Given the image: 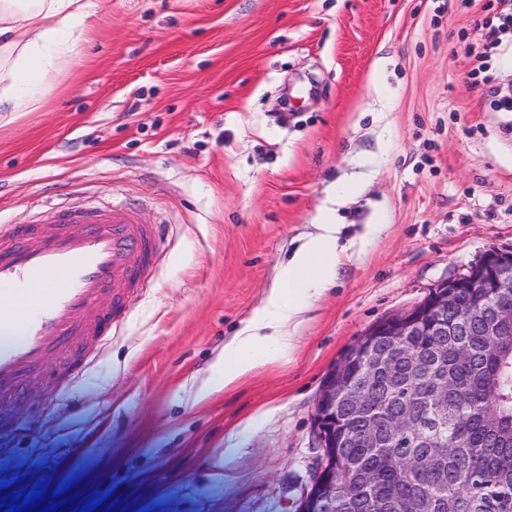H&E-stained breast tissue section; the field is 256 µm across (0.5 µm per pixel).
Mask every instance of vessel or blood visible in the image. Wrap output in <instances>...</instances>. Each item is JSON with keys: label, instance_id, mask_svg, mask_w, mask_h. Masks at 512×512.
<instances>
[{"label": "vessel or blood", "instance_id": "vessel-or-blood-1", "mask_svg": "<svg viewBox=\"0 0 512 512\" xmlns=\"http://www.w3.org/2000/svg\"><path fill=\"white\" fill-rule=\"evenodd\" d=\"M82 225L72 233L70 225ZM158 231L131 210L62 209L52 224L0 225V399L74 340H104L147 288Z\"/></svg>", "mask_w": 512, "mask_h": 512}]
</instances>
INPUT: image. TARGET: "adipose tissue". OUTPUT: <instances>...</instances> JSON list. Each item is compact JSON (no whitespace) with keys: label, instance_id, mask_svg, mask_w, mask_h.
I'll return each instance as SVG.
<instances>
[{"label":"adipose tissue","instance_id":"1","mask_svg":"<svg viewBox=\"0 0 512 512\" xmlns=\"http://www.w3.org/2000/svg\"><path fill=\"white\" fill-rule=\"evenodd\" d=\"M109 0H0V112H25L48 92L49 72L69 63ZM338 225L326 222L304 237L280 268L265 301L224 344L200 397L234 386L292 348L285 328L302 311L300 299L336 277Z\"/></svg>","mask_w":512,"mask_h":512}]
</instances>
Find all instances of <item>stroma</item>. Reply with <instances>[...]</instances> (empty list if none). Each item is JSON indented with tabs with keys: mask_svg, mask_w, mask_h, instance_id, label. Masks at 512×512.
<instances>
[{
	"mask_svg": "<svg viewBox=\"0 0 512 512\" xmlns=\"http://www.w3.org/2000/svg\"><path fill=\"white\" fill-rule=\"evenodd\" d=\"M498 0H112L40 106L0 118V222L128 204L159 228L146 293L73 378L0 401V481L118 512H295L326 375L373 324L512 246V46ZM341 227L295 348L197 400L300 238ZM255 425L235 461L227 438ZM500 44L501 39L496 38L493 41L482 45L481 51H477L474 55L478 65L472 70V76L481 77L482 81L486 82L491 80V75L488 74V58H491L492 54L498 49Z\"/></svg>",
	"mask_w": 512,
	"mask_h": 512,
	"instance_id": "obj_1",
	"label": "stroma"
}]
</instances>
